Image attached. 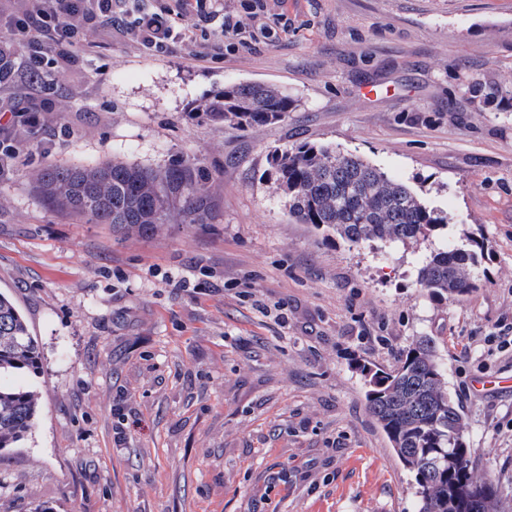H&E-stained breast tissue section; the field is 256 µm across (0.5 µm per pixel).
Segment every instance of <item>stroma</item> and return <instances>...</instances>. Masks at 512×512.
Masks as SVG:
<instances>
[{
  "label": "stroma",
  "instance_id": "1",
  "mask_svg": "<svg viewBox=\"0 0 512 512\" xmlns=\"http://www.w3.org/2000/svg\"><path fill=\"white\" fill-rule=\"evenodd\" d=\"M241 21L234 40L227 19ZM190 47L99 28L47 93L44 129L0 178V292L26 318L35 423L0 450V512H416L409 473L364 406L356 364L434 337L469 444L512 512V108L468 87L512 77V0H203ZM230 82L288 91L281 122L213 124L195 100ZM366 157L485 239L472 295L416 288L440 237L390 251L328 239L267 179L273 149ZM198 158L207 224L125 235L49 210L31 174L113 158Z\"/></svg>",
  "mask_w": 512,
  "mask_h": 512
}]
</instances>
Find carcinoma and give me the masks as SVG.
Here are the masks:
<instances>
[{"label":"carcinoma","instance_id":"carcinoma-1","mask_svg":"<svg viewBox=\"0 0 512 512\" xmlns=\"http://www.w3.org/2000/svg\"><path fill=\"white\" fill-rule=\"evenodd\" d=\"M487 100L512 104V81L471 86ZM297 107L286 91L261 83L226 84L194 106L217 125L265 126ZM268 180L292 215L356 248H384L448 228V216L422 201L365 158L334 146L298 145L271 153ZM44 204L70 216L98 218L116 231L147 232L160 224H208L213 197L198 159L166 169L112 160L92 168L47 167L33 174ZM445 243L421 258L416 287L431 300L461 299L478 287L485 245ZM36 338L10 299L0 294V374L39 369ZM365 406L411 474L417 512H503L497 487L469 448L463 411L448 392L437 342L422 336L388 370L359 364ZM36 416L34 391L0 388V449L15 444Z\"/></svg>","mask_w":512,"mask_h":512}]
</instances>
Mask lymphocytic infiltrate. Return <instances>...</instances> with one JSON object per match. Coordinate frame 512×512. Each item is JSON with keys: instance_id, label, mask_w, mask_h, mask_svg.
<instances>
[{"instance_id": "1", "label": "lymphocytic infiltrate", "mask_w": 512, "mask_h": 512, "mask_svg": "<svg viewBox=\"0 0 512 512\" xmlns=\"http://www.w3.org/2000/svg\"><path fill=\"white\" fill-rule=\"evenodd\" d=\"M118 0H34L23 15L8 21L9 40L0 43V82L13 75L14 59H22L24 75L30 82L44 76L46 67L60 72L84 61L93 49L87 39L89 27L114 26ZM134 29L142 44L150 50H162L178 40L170 20L159 13H142L134 20ZM46 102L35 98L21 101L0 96V113L10 125L19 126L20 136L0 140V176L8 173L13 162L24 153L30 139L44 126Z\"/></svg>"}]
</instances>
